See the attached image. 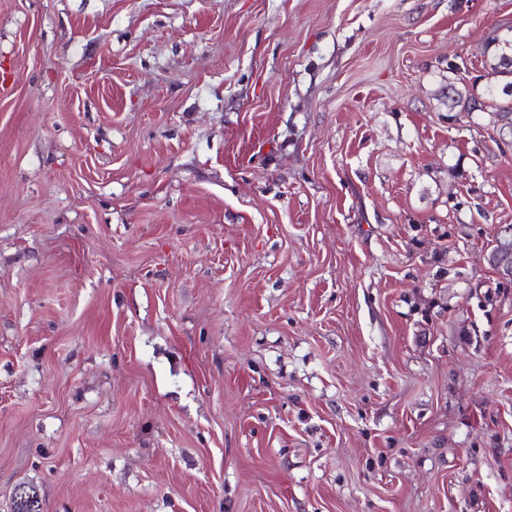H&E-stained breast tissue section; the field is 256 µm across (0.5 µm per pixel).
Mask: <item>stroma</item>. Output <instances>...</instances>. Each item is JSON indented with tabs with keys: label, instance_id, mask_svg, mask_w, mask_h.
<instances>
[{
	"label": "stroma",
	"instance_id": "1",
	"mask_svg": "<svg viewBox=\"0 0 512 512\" xmlns=\"http://www.w3.org/2000/svg\"><path fill=\"white\" fill-rule=\"evenodd\" d=\"M512 0H0V512H512ZM504 46L510 52L501 49L490 62L491 75L497 77L500 87V94L496 86H491L488 95L496 102L495 112H492L494 127L512 128V38L505 40ZM512 225L505 224L499 230V241L496 243L497 250L489 253L487 260L492 265L499 284L502 286L512 285Z\"/></svg>",
	"mask_w": 512,
	"mask_h": 512
}]
</instances>
